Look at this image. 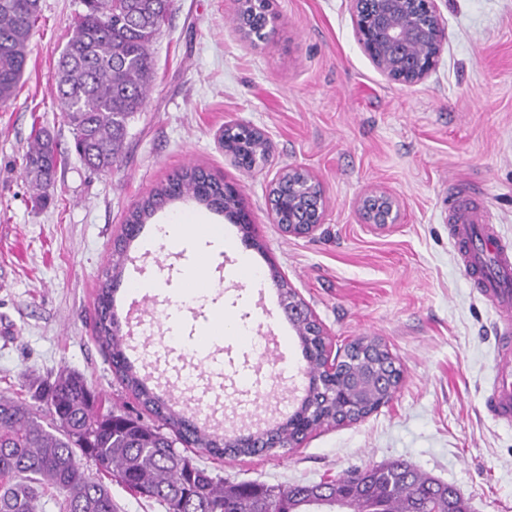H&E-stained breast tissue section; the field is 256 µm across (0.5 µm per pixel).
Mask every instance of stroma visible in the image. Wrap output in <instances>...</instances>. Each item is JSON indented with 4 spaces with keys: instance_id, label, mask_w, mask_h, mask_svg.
I'll return each instance as SVG.
<instances>
[{
    "instance_id": "obj_1",
    "label": "stroma",
    "mask_w": 512,
    "mask_h": 512,
    "mask_svg": "<svg viewBox=\"0 0 512 512\" xmlns=\"http://www.w3.org/2000/svg\"><path fill=\"white\" fill-rule=\"evenodd\" d=\"M445 27L440 63L425 81L387 80L357 41L349 0H271L268 42L244 38L234 0H174L152 44L154 75L131 119L124 153L97 172L73 150L54 95L56 67L78 0H40L23 81L0 103V394L27 398L29 379L82 375L103 398L142 423L158 420L113 373L97 340V297L113 244L130 210L176 173L197 166L237 188L260 249L239 225L191 200L157 212L223 225L227 243L174 247L141 232L114 293L126 354L148 386L175 410H196L217 431L257 430L299 405L307 362L269 275L312 309L334 347L363 336L386 346L402 373L388 403L365 419L313 429L293 448L251 456L187 455L229 482L286 486L334 479L353 468L399 460L457 488L468 512H512V426L497 423L482 397L495 371L491 312L458 263L448 234L453 188L481 197L512 238V0H439ZM244 122L268 139L263 164L238 166L219 143L225 125ZM52 131L60 163L38 205L22 167L32 132ZM301 166L323 186L326 212L307 238L284 233L269 216L267 188ZM394 196L402 221L381 231L365 224L358 201ZM248 254L256 280L239 278ZM207 264L211 301L224 304L277 351L255 355L229 339L220 350V396L198 404L208 377L186 383L167 355L172 311L197 334L207 304L175 307L170 295L133 297L130 281L177 284L192 261ZM252 375L238 392L237 372Z\"/></svg>"
}]
</instances>
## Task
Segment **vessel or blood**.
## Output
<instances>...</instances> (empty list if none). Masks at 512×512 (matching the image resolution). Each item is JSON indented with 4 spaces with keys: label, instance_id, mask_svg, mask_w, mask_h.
Returning a JSON list of instances; mask_svg holds the SVG:
<instances>
[{
    "label": "vessel or blood",
    "instance_id": "vessel-or-blood-1",
    "mask_svg": "<svg viewBox=\"0 0 512 512\" xmlns=\"http://www.w3.org/2000/svg\"><path fill=\"white\" fill-rule=\"evenodd\" d=\"M453 247L490 307L497 335L496 375L484 407L498 423L512 425V240L504 238L483 207L457 192L448 212Z\"/></svg>",
    "mask_w": 512,
    "mask_h": 512
}]
</instances>
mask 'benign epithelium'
<instances>
[{
    "mask_svg": "<svg viewBox=\"0 0 512 512\" xmlns=\"http://www.w3.org/2000/svg\"><path fill=\"white\" fill-rule=\"evenodd\" d=\"M355 34L365 54L388 80L413 86L424 81L437 68L445 43V28L437 0H350ZM290 187L288 209L302 215L283 229L295 237H309L320 228L325 217L324 195L318 179L306 168L293 166L270 182V217L278 221L281 189ZM318 198L314 213H304L308 196ZM365 222L384 229L398 222L400 206L387 193H370L360 201ZM282 310L289 322L309 328L308 335L318 337L323 350L325 375L340 380L350 379L359 347L374 343L368 337L351 342L337 351L332 349L322 324L301 298L288 296ZM401 382V371L393 365L367 379L366 388L393 394ZM358 389L345 394L336 414V424L357 422L366 418Z\"/></svg>",
    "mask_w": 512,
    "mask_h": 512,
    "instance_id": "7a95c632",
    "label": "benign epithelium"
}]
</instances>
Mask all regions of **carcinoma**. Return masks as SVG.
<instances>
[{
  "label": "carcinoma",
  "instance_id": "obj_1",
  "mask_svg": "<svg viewBox=\"0 0 512 512\" xmlns=\"http://www.w3.org/2000/svg\"><path fill=\"white\" fill-rule=\"evenodd\" d=\"M67 54L56 71V98L73 134L74 149L86 166L110 171L118 162L128 126L142 111L154 62L152 43L172 10V0H80ZM39 14V0H0V102L14 98L23 80L28 46ZM235 152L266 158L264 143L226 129ZM23 165L37 198L46 201L58 156L53 136L37 130ZM191 198L207 209L233 215L238 198L224 197V183L204 169L188 167L156 188L130 211L125 227L142 226L162 208ZM136 234L117 240L111 265L98 294V339L110 350L115 373L150 409L163 426H149L115 410H102V400L79 374L29 384L42 403L45 423L30 406L0 396V512H39L48 490L63 496L61 512H116L109 485L87 473L90 466L141 496L167 507V512H448L457 503L454 487L392 461L346 472L319 483L286 488L251 482L233 483L212 476L176 442L212 456L256 455L263 448L247 440L206 433L173 412L145 379L133 371L122 348V334L113 313L112 292ZM312 372H318L316 340L298 336ZM316 407L301 405L279 425L277 442H297V427H314L336 418L335 381L328 379L315 395ZM172 430L174 436L162 431Z\"/></svg>",
  "mask_w": 512,
  "mask_h": 512
}]
</instances>
